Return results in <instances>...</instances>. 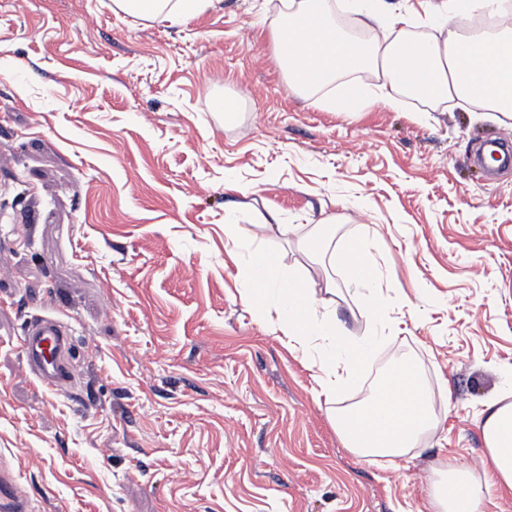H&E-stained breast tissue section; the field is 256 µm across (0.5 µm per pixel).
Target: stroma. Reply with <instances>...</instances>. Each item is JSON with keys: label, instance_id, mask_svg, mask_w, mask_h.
Returning <instances> with one entry per match:
<instances>
[{"label": "stroma", "instance_id": "35a3bbf8", "mask_svg": "<svg viewBox=\"0 0 512 512\" xmlns=\"http://www.w3.org/2000/svg\"><path fill=\"white\" fill-rule=\"evenodd\" d=\"M262 2L173 24L0 0V470L34 512H427L430 478L485 464L478 421L512 390V167L476 155L503 128L461 103L312 105ZM326 218L367 243L368 287L269 228ZM257 251L314 284L345 337L383 335L336 398L246 299ZM53 315L73 331L57 391L19 348ZM402 361L436 431L352 454L332 412Z\"/></svg>", "mask_w": 512, "mask_h": 512}]
</instances>
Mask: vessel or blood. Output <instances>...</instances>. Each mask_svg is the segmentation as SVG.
Segmentation results:
<instances>
[{
  "instance_id": "1",
  "label": "vessel or blood",
  "mask_w": 512,
  "mask_h": 512,
  "mask_svg": "<svg viewBox=\"0 0 512 512\" xmlns=\"http://www.w3.org/2000/svg\"><path fill=\"white\" fill-rule=\"evenodd\" d=\"M71 334L62 320L52 317L34 319L21 339L23 359L39 381L57 390L70 379L65 363Z\"/></svg>"
}]
</instances>
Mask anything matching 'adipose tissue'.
Wrapping results in <instances>:
<instances>
[{
    "label": "adipose tissue",
    "instance_id": "obj_1",
    "mask_svg": "<svg viewBox=\"0 0 512 512\" xmlns=\"http://www.w3.org/2000/svg\"><path fill=\"white\" fill-rule=\"evenodd\" d=\"M351 13L374 36L358 41L329 21L327 0H279L269 21L278 59L288 75L292 93L313 97L335 80L346 79L332 108L353 111L364 99L395 106L399 95L416 82L432 88L435 103L454 99L503 117L512 116V15L502 12L501 0H418L411 16L398 12L391 0H343ZM466 12L479 8L499 16L495 34L449 38V3ZM223 0H112L113 12L143 20L159 18L178 24ZM431 28L422 42L407 39V23ZM359 71L379 79L369 90L350 81ZM253 291L265 293L258 306L262 318L277 317L284 335L301 347L312 337L336 338L331 315H319L312 285L290 277L279 255L262 252L244 264ZM399 381H387L359 407L337 412L336 431L351 452L363 456L375 450L403 454L418 436L436 430L430 396L412 370L400 367ZM488 467L475 477L466 467L452 464L428 493L429 512H481L491 489L512 494V402H489L481 425Z\"/></svg>",
    "mask_w": 512,
    "mask_h": 512
}]
</instances>
